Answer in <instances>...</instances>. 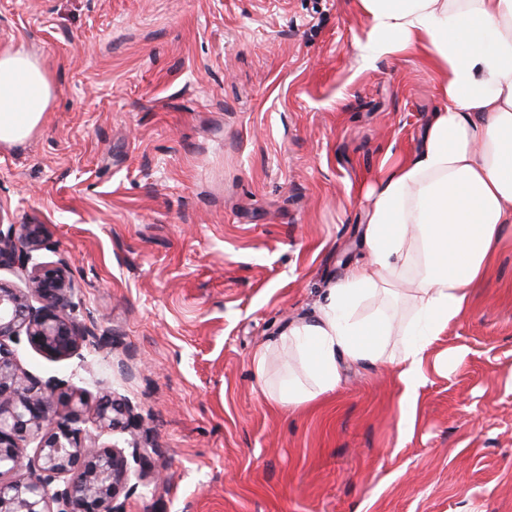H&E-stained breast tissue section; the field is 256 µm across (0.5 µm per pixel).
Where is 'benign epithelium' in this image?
<instances>
[{
  "mask_svg": "<svg viewBox=\"0 0 512 512\" xmlns=\"http://www.w3.org/2000/svg\"><path fill=\"white\" fill-rule=\"evenodd\" d=\"M49 249L43 225L0 224V267L18 269L26 282L23 289L0 281V512H121L116 497L137 490L128 485L129 460H141L146 449L91 447L102 434L134 427L133 408L105 395L89 415L82 393L54 378L38 386L11 347L24 337L58 359L87 345L104 349L75 313L67 261H34Z\"/></svg>",
  "mask_w": 512,
  "mask_h": 512,
  "instance_id": "1",
  "label": "benign epithelium"
}]
</instances>
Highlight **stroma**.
I'll return each instance as SVG.
<instances>
[{
  "mask_svg": "<svg viewBox=\"0 0 512 512\" xmlns=\"http://www.w3.org/2000/svg\"><path fill=\"white\" fill-rule=\"evenodd\" d=\"M356 0H0L58 92L0 148V222L46 225L110 348L21 367L128 402L148 451L123 512H512V224L438 336L416 410L389 364L342 366L319 409L261 392L282 343L364 253L360 190L442 105L416 53L366 59Z\"/></svg>",
  "mask_w": 512,
  "mask_h": 512,
  "instance_id": "1",
  "label": "stroma"
}]
</instances>
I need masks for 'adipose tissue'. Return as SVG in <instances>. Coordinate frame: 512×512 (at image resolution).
I'll list each match as a JSON object with an SVG mask.
<instances>
[{
    "instance_id": "obj_1",
    "label": "adipose tissue",
    "mask_w": 512,
    "mask_h": 512,
    "mask_svg": "<svg viewBox=\"0 0 512 512\" xmlns=\"http://www.w3.org/2000/svg\"><path fill=\"white\" fill-rule=\"evenodd\" d=\"M374 57L419 52L436 74L443 107L416 149L381 164L365 195V254L330 283L318 315L284 334L308 384L278 387V406H318L341 380L340 360L382 362L391 337L408 336L397 377L401 404L425 380L435 336L468 311L512 224V0H357ZM57 87L25 44L0 48V146L31 138ZM409 281L410 315L364 321L365 297Z\"/></svg>"
}]
</instances>
